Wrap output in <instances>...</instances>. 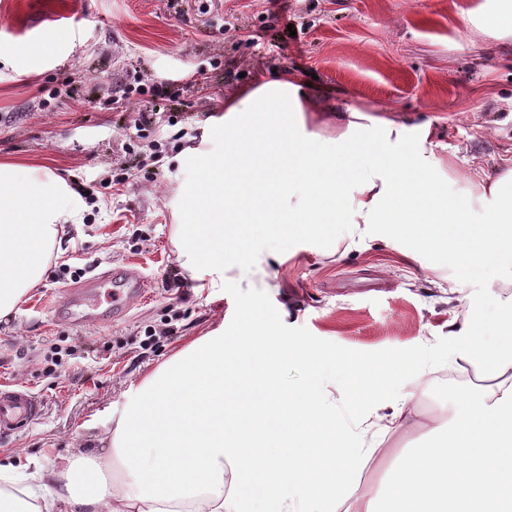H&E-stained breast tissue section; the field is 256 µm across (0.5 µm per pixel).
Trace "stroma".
I'll return each mask as SVG.
<instances>
[{"label": "stroma", "mask_w": 512, "mask_h": 512, "mask_svg": "<svg viewBox=\"0 0 512 512\" xmlns=\"http://www.w3.org/2000/svg\"><path fill=\"white\" fill-rule=\"evenodd\" d=\"M483 0H81L78 28L55 20L67 0H0V25L19 30L17 48L0 54V163L48 168L77 194L94 191L95 210L69 227L50 271L14 310L0 318V383L27 388L43 401L34 424L0 442V456L43 465L74 451L102 455L103 439L140 381L195 338L230 323L234 301L184 287L165 292L162 276L176 253L180 221L173 201L192 178L177 160L198 145L224 98L257 74L284 68L344 87L361 109H390L431 123L434 155L464 194L477 169L512 167V38L466 34L461 14ZM297 35L288 41L283 26ZM37 27L31 41L23 28ZM207 86L194 85L196 68ZM166 86L149 134L167 140L160 182L101 187L124 173L146 142L128 137L113 101L142 85ZM176 124H169V116ZM407 242L348 249L337 238L326 255L303 246L267 270V294L284 308L286 325L359 351L430 345L448 334L454 309L468 305L463 276L428 253L411 256ZM130 266L147 288L118 322L76 329L53 307L70 279ZM177 316V333L145 344V329ZM76 347L61 372L45 371L51 349ZM490 381L483 366L447 363L401 388L415 394L419 425L393 438L384 453L358 464L359 491L381 487L391 455L421 443L430 429L462 412V393Z\"/></svg>", "instance_id": "35a3bbf8"}]
</instances>
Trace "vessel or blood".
Wrapping results in <instances>:
<instances>
[{
    "label": "vessel or blood",
    "mask_w": 512,
    "mask_h": 512,
    "mask_svg": "<svg viewBox=\"0 0 512 512\" xmlns=\"http://www.w3.org/2000/svg\"><path fill=\"white\" fill-rule=\"evenodd\" d=\"M106 287L111 290L112 303L103 309L96 305L95 300ZM143 288L142 276L133 267L119 276L108 272L95 275L78 287L69 289L58 303L55 315L74 327L109 325L126 314ZM41 414L42 404L29 390L0 384V435L35 423Z\"/></svg>",
    "instance_id": "obj_1"
}]
</instances>
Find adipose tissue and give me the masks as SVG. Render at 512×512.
<instances>
[{
  "label": "adipose tissue",
  "instance_id": "obj_1",
  "mask_svg": "<svg viewBox=\"0 0 512 512\" xmlns=\"http://www.w3.org/2000/svg\"><path fill=\"white\" fill-rule=\"evenodd\" d=\"M462 20L512 36V0H491ZM218 122L223 152L196 146L179 156L197 178L183 189L174 242L197 292H223L234 269L238 283L254 287L300 242L325 241L329 224L344 225L355 247L403 238L443 254L450 267L474 270L470 288L483 287L478 272L490 262L512 284V167L473 177L474 193L459 202L434 157L431 124L366 113L347 89L308 85L294 70L257 75L226 96ZM327 123L338 137L312 132ZM376 152L385 162L373 160ZM86 209L50 171L0 164V318L40 283ZM499 308L507 331L491 348L477 311L448 324L450 338L469 339L457 360L484 366L496 384L464 396L462 418L404 449L385 495L357 491L350 480L353 460L371 457L372 444L360 442L350 456L342 435L323 437L336 419L326 395L282 387L280 362L305 366L308 356L257 327L230 340L219 328L141 380L105 455L77 451L29 473L0 464V480L20 487L0 490V512H298L327 498L345 512H512V300ZM324 455L338 464L320 466ZM229 469L249 492L225 493Z\"/></svg>",
  "mask_w": 512,
  "mask_h": 512
}]
</instances>
